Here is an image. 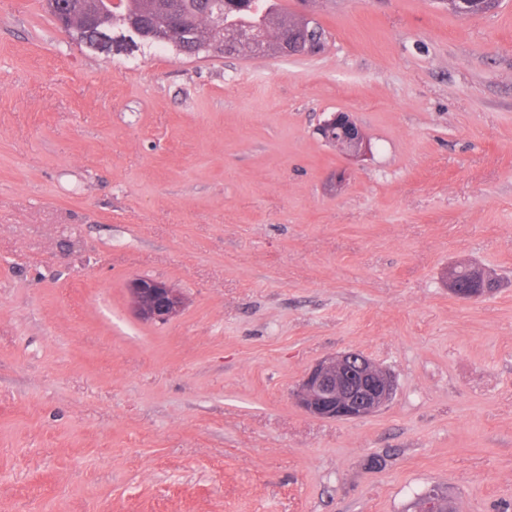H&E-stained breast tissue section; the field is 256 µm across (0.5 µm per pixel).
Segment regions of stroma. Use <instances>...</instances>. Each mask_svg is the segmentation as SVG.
Here are the masks:
<instances>
[{
	"label": "stroma",
	"instance_id": "35a3bbf8",
	"mask_svg": "<svg viewBox=\"0 0 512 512\" xmlns=\"http://www.w3.org/2000/svg\"><path fill=\"white\" fill-rule=\"evenodd\" d=\"M278 3L323 54L108 56L0 0V512H512V0ZM348 351L389 403L296 406ZM316 133L348 159L364 157L370 150L362 127L350 112H329L317 126ZM453 277V275L449 277V287H451L449 289L453 294L462 299H478L492 292L497 287L495 279L485 273L481 278L483 280V288H470L469 283L456 281ZM135 314L144 322L164 324L182 309L181 293L166 282L153 278H135L128 284Z\"/></svg>",
	"mask_w": 512,
	"mask_h": 512
}]
</instances>
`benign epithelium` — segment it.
I'll return each mask as SVG.
<instances>
[{
  "label": "benign epithelium",
  "mask_w": 512,
  "mask_h": 512,
  "mask_svg": "<svg viewBox=\"0 0 512 512\" xmlns=\"http://www.w3.org/2000/svg\"><path fill=\"white\" fill-rule=\"evenodd\" d=\"M116 0H81L76 9L89 21L112 13ZM181 0H169L160 38L178 45L190 36L181 23ZM316 133L321 140L338 149L349 159L366 156L369 142L362 127L350 112H330L319 123ZM483 287L472 288L467 282L449 278L450 291L462 299H478L496 288L494 278L483 275ZM135 314L144 322L165 324L182 309L181 293L166 282L153 278H135L128 284ZM393 376L368 357L347 352L320 361L302 379L294 393L297 405L320 419L357 420L367 417L392 398Z\"/></svg>",
  "instance_id": "benign-epithelium-1"
}]
</instances>
